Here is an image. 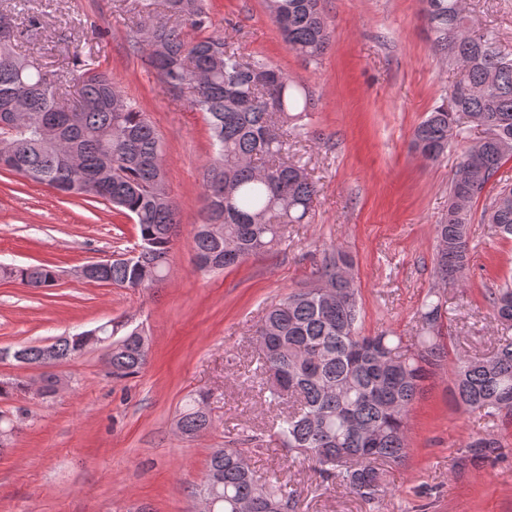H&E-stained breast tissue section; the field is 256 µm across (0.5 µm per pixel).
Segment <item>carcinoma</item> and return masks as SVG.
Listing matches in <instances>:
<instances>
[{
  "label": "carcinoma",
  "mask_w": 512,
  "mask_h": 512,
  "mask_svg": "<svg viewBox=\"0 0 512 512\" xmlns=\"http://www.w3.org/2000/svg\"><path fill=\"white\" fill-rule=\"evenodd\" d=\"M271 21L288 48L317 61L330 38L320 0H266ZM424 18L438 52L464 71L449 93L450 105L435 107L414 129L412 147L436 162L464 129L456 116L471 117L486 136L462 155L475 165L465 176L454 173L448 188V215L435 225V287L420 315V335L406 340L393 332H360L361 308L347 256L334 248L324 254L317 282L334 285L338 299L329 307L318 286L293 292L272 304L257 331L262 352L254 376L269 401L288 400L278 416V443L312 461L323 481L367 502L387 490L386 466L408 456L410 411L433 370L448 356L445 292L457 285L470 259L468 238L475 199L512 158V57L500 51L497 37L472 27L462 0H424ZM158 6L173 23L153 27L162 60L150 59L160 80L175 94L190 90L192 110L204 115L211 157L204 168L207 200L202 224L193 236L194 260L203 272L236 266L286 241L290 224L305 222L317 194L306 169L281 159L286 142L282 119L301 117L312 102L305 87L266 60L242 59L223 40L190 35L210 20L205 0H162ZM78 100L60 103L61 77L0 43V145L8 146L13 170L69 196L101 199L138 228V240L106 270L105 280L121 288H149L167 275L177 228L176 208L156 186L166 183L161 136L146 113L125 96L92 56L73 62ZM276 103L270 108L264 99ZM18 99L29 121L4 123L5 106ZM61 127L59 142L44 141L38 124ZM112 151V178H99L100 162ZM82 167L74 177L71 162ZM483 221L512 238V187H501L484 208ZM0 276L30 288L57 280L48 265L0 266ZM490 306L506 329L512 328V285L490 292ZM136 330L120 348L107 351L112 374L141 372L148 355L139 351ZM457 404L485 416L512 417V336H501L487 357L458 356L453 371ZM201 396L186 405L178 427L193 437L211 427ZM501 440L478 434L458 464L495 455ZM247 448L212 451L206 480L198 492L214 501V512H294L288 481L272 472L261 476Z\"/></svg>",
  "instance_id": "1"
}]
</instances>
